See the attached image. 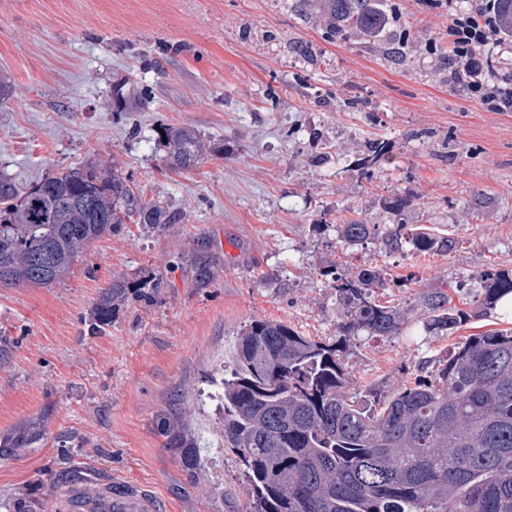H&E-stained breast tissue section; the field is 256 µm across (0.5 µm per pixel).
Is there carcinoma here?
<instances>
[{
  "instance_id": "carcinoma-1",
  "label": "carcinoma",
  "mask_w": 512,
  "mask_h": 512,
  "mask_svg": "<svg viewBox=\"0 0 512 512\" xmlns=\"http://www.w3.org/2000/svg\"><path fill=\"white\" fill-rule=\"evenodd\" d=\"M315 2L330 37L356 32L374 40L390 25L384 0ZM500 37L512 36V0H495ZM409 32L392 39V58L404 61ZM172 170H188L221 150L192 127H163ZM388 143L370 139L356 161L364 177L388 171ZM410 200L389 202L394 225L349 219L336 225L337 239L351 246L377 243L389 254L450 253L457 240L402 218ZM151 232L180 221L161 201L138 197L117 173L88 163L63 168L19 191L0 173V286L50 288L60 282L95 240L128 220ZM346 308L336 338L314 340L274 320H253L237 339L236 367L222 379L224 443L244 462L251 498L246 512H512V332L492 331L461 343L448 358L431 360L430 377L361 407L346 395L344 354L362 332L396 336L408 320L398 306L380 302L387 287L378 268L324 271ZM476 281L469 308L452 304L433 288L421 294L427 333H451L478 319L512 294V270L489 268ZM130 286L114 279L89 313L92 331L112 326L115 306ZM51 439L65 448L76 437L49 436L44 420L20 424L0 438V454L33 448ZM164 447L192 469L197 445L182 427L165 432ZM77 479L64 454L49 473L52 484Z\"/></svg>"
}]
</instances>
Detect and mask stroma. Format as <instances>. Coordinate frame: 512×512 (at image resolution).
Segmentation results:
<instances>
[{"instance_id": "obj_1", "label": "stroma", "mask_w": 512, "mask_h": 512, "mask_svg": "<svg viewBox=\"0 0 512 512\" xmlns=\"http://www.w3.org/2000/svg\"><path fill=\"white\" fill-rule=\"evenodd\" d=\"M397 3L411 34L403 66L385 37L329 42L296 0H0V78L14 87L0 104V172L25 187L96 162L183 213L157 235L122 225L53 287L0 288V336L13 343L0 364V436L44 415L51 433H76L88 496L109 485L149 492L166 512H244L249 484L224 444L218 383L251 321L335 338L330 263L383 269V300L409 317L400 335L350 342L356 399L413 384L422 358L467 337L512 331L490 313L447 336L422 329L421 292L512 269V112L487 111L427 54L429 40L448 38L445 11ZM122 82L145 94L144 109L118 111ZM166 125L194 127L223 155L169 170ZM375 137L394 163L368 180L355 162ZM398 195L410 200L407 223L458 238L457 250L389 255L337 240L350 216L392 223ZM201 258L214 271L206 286L195 279ZM115 277L155 280L157 298L127 299L105 333H91L90 309ZM180 415L200 446L190 470L157 428ZM60 454L47 443L0 456V512L22 494L67 512L66 486L43 482Z\"/></svg>"}]
</instances>
